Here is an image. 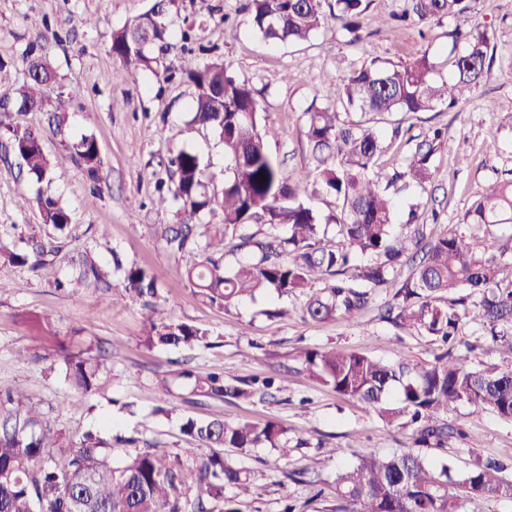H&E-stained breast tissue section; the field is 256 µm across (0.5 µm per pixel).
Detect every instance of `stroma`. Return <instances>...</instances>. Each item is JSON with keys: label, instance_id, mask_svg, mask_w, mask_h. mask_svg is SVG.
Here are the masks:
<instances>
[{"label": "stroma", "instance_id": "35a3bbf8", "mask_svg": "<svg viewBox=\"0 0 512 512\" xmlns=\"http://www.w3.org/2000/svg\"><path fill=\"white\" fill-rule=\"evenodd\" d=\"M154 2L0 0V61L16 79L24 77L27 48L40 42L45 30L60 37L49 50V62L58 74L49 95L65 106L67 134L49 131L41 112L28 113L22 122L42 129L45 153L60 163L49 191L73 215L60 236L43 224L35 201L37 187L13 154L8 131L0 128V237L24 250L36 240L54 239L60 246L35 272L0 259V279L21 284L20 289L0 293V390L24 392L66 432L99 430L108 421L116 432L147 439L172 454L188 446L181 432L187 417L206 420L220 413L230 421L261 425L274 419L291 431L307 428L309 442L303 446L224 451L250 473L253 493L242 503V512H282L284 498L308 501L359 454L390 456L412 445L411 428L387 424L364 406L339 398L330 387L292 371L295 349L343 348L388 365L420 367L434 362L440 344L384 319L393 296L389 289L378 292L354 323L303 320L298 314L303 300L293 295L266 291L224 309L202 302L192 292L185 271L198 254L167 248L163 234L176 223L179 205L172 198H160L157 188L174 179L170 159L182 150L198 152L215 174L216 185H223L224 148L214 133L190 125L192 84L177 78L166 82L148 71L124 74L110 51L113 31ZM241 4L169 0L175 35L162 61L179 67L183 43L178 33L193 29L208 48L199 63L221 57L252 86L264 114L266 147L288 173L309 162L304 114L327 105L325 75L341 74L372 52L397 61L406 58L415 43L436 55L447 42V24L433 25L427 38H419L416 28L394 27L391 0H376L368 12L367 35L358 44H346L327 27L305 42L270 45L248 25ZM476 20L494 28L497 43L480 85L464 91L453 110L423 112L413 119L396 113L375 124L386 136L397 125L408 134L381 157L371 172L375 178L402 166L410 140H422L434 127L446 129L447 137L433 157V188L448 224L460 222L490 178L512 179V0H487ZM85 135L94 136L100 148L103 183L98 187L68 150ZM102 224L107 233L99 232ZM83 253L105 267L117 255L124 263L156 272L165 315L207 329V345L190 350L146 347L142 310L127 297L120 274L111 275L110 288L93 294L59 291L56 279L71 274L72 258ZM21 312L48 316L60 335L78 332L100 340L107 356L106 376L93 405L77 402L61 370L44 371L15 359V349L32 342L29 330L17 320ZM460 340L457 352L471 366L512 370V359L493 343L481 321L466 319ZM185 362L201 371L218 365L241 378L273 375L279 389L251 402L191 403L189 384L175 376ZM163 373L172 377L170 388L155 390L152 382ZM159 405L169 408V415L155 414ZM446 420L467 436L451 443L446 452L430 454V461L450 464L459 479L475 459H493L503 462L512 476V418L464 403L450 409Z\"/></svg>", "mask_w": 512, "mask_h": 512}]
</instances>
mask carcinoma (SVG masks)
<instances>
[{"instance_id": "cac0c4a2", "label": "carcinoma", "mask_w": 512, "mask_h": 512, "mask_svg": "<svg viewBox=\"0 0 512 512\" xmlns=\"http://www.w3.org/2000/svg\"><path fill=\"white\" fill-rule=\"evenodd\" d=\"M374 0H245L243 10L251 28L265 41L297 43L308 40L333 20L336 31L354 44ZM484 0H402L390 17L399 24L424 29L448 20L444 64L448 78L439 77V62L427 50L393 61L373 56L346 73L325 77L329 105L304 113L305 136L312 166L285 175L268 153L261 135V112L246 80L229 73L221 59L199 66L183 59L180 74L195 93L191 124L212 131L224 146L228 162L221 192L209 190L214 175L198 154L182 150L171 159L176 180L167 192L180 203L178 222L168 228L166 243L175 252L200 249L201 260L186 270V280L202 300L220 307L272 289L279 295L306 297L300 308L304 320H353L366 310L380 288H393L387 319L453 345L464 318L472 316L490 328L492 340L512 357V340L497 327H512V279L500 277L494 255L477 254L453 226L418 223L422 204L409 207V235L394 231L398 197L409 186L427 190L433 182V156L443 141L440 128L417 143L404 165L382 179L370 170L389 149L386 139L368 123L395 112L414 117L438 108L451 109L466 89L480 85L493 60L494 34L471 18ZM173 31L167 18L146 11L113 31L111 51L123 70L154 71L152 50L164 47ZM57 33L26 54V79L15 85L7 65L0 64V116L48 112L49 125L63 133L67 113L47 95L56 80L47 45ZM358 113L361 121L350 120ZM12 145L29 178L38 185L53 182L58 162L42 148V133L7 125ZM71 155L89 175L99 178L101 157L94 137L84 135ZM323 194L336 207L326 213L312 209L307 199ZM36 202L43 223L61 233L73 223L67 207L40 189ZM218 217L202 223L201 217ZM262 223V236L237 235L252 223ZM462 223L512 224V181L492 180L477 193ZM336 237L327 239L329 226ZM238 257L224 265L228 236ZM56 246L40 244L19 253L0 239V257L37 270ZM77 285L88 290L107 283L108 272L86 257ZM407 273H402L403 267ZM158 278L132 265L124 270L129 297L140 304L148 323L144 343L149 347L192 348L204 343L208 330L162 316ZM21 320L37 333L40 344L17 351L26 363L47 368L60 364L65 379L83 398L102 387L99 347L94 339H63L48 318L24 315ZM297 371L331 387L345 400L373 409L385 422L400 419L415 425L414 443L448 447L457 431L442 414L457 403H468L512 417V371L476 369L452 350L416 373L394 367L359 352L342 349H302L296 352ZM178 376L189 381L201 399L248 401L270 394L271 377L238 384L224 373L197 372L184 367ZM399 386L398 399L389 400ZM0 512H240L239 501L224 495L226 486L237 496L252 493L249 471L224 458L220 448L288 447V430L274 421L262 426L231 423L217 415L206 422L192 418L181 429L199 445L214 449L207 455L187 449L186 459L157 449V445L119 434L88 430L74 437L51 427L40 404L23 395L0 393ZM130 448L120 467L112 449ZM498 464L477 460L460 479L446 464L436 465L413 451L380 457L372 452L336 472L330 484L336 505L322 512H459L462 501L474 497L512 499V479Z\"/></svg>"}]
</instances>
